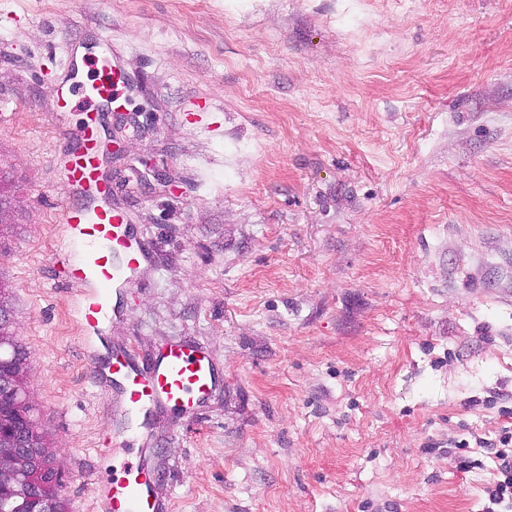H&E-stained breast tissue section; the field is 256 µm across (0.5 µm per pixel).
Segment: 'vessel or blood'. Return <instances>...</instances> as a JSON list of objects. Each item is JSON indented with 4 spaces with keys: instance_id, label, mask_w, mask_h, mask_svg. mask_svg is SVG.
Instances as JSON below:
<instances>
[{
    "instance_id": "b4317fda",
    "label": "vessel or blood",
    "mask_w": 512,
    "mask_h": 512,
    "mask_svg": "<svg viewBox=\"0 0 512 512\" xmlns=\"http://www.w3.org/2000/svg\"><path fill=\"white\" fill-rule=\"evenodd\" d=\"M108 80L93 86H61L58 99L70 105L73 97L103 103L119 98L128 79L120 66H112ZM107 112L86 113L83 121L68 130L72 143L63 158L64 178L81 197L80 203L60 214L70 244L82 252L79 259L61 256L60 272L71 282L92 286L77 309L82 329L101 333L110 310L116 309L120 291L146 262L148 247L130 228L126 217L112 208V188L100 173L98 132ZM91 370L106 368L123 396L121 419L146 429L151 415L159 410L191 409L203 404L219 383L215 365L205 350L175 343L163 349L147 366L134 362L123 349L91 354ZM156 478L142 460L128 462L120 478L94 482L93 497L100 512H171V503L159 499Z\"/></svg>"
}]
</instances>
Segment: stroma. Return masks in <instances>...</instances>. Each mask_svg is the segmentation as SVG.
Instances as JSON below:
<instances>
[{
	"instance_id": "obj_1",
	"label": "stroma",
	"mask_w": 512,
	"mask_h": 512,
	"mask_svg": "<svg viewBox=\"0 0 512 512\" xmlns=\"http://www.w3.org/2000/svg\"><path fill=\"white\" fill-rule=\"evenodd\" d=\"M99 45L147 129L101 171L153 262L97 337L57 263L97 105L56 88ZM0 71V283L68 512L137 452L99 448L87 351L176 341L224 382L148 425L173 512H482L493 459L447 444L512 427V0H0Z\"/></svg>"
}]
</instances>
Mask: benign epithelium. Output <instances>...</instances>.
I'll use <instances>...</instances> for the list:
<instances>
[{
    "mask_svg": "<svg viewBox=\"0 0 512 512\" xmlns=\"http://www.w3.org/2000/svg\"><path fill=\"white\" fill-rule=\"evenodd\" d=\"M125 135L113 141L112 157H122L131 152L132 141L140 138L141 127H124ZM12 393L23 419L41 431L39 423L31 416L33 398L29 387L12 381L0 380V394ZM61 470L56 467L53 453L31 443V440L20 435L9 455L0 454V486L27 487L29 512H65L64 502L60 494L59 480Z\"/></svg>",
    "mask_w": 512,
    "mask_h": 512,
    "instance_id": "1",
    "label": "benign epithelium"
}]
</instances>
